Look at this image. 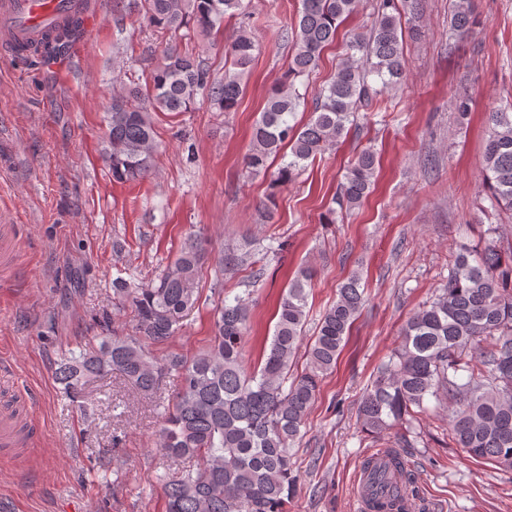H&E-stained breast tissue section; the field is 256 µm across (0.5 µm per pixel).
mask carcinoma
<instances>
[{"label":"carcinoma","instance_id":"1","mask_svg":"<svg viewBox=\"0 0 512 512\" xmlns=\"http://www.w3.org/2000/svg\"><path fill=\"white\" fill-rule=\"evenodd\" d=\"M292 28L294 54L284 77L270 88L252 127L245 171L266 175L270 160L281 157L276 181L291 182L306 162L348 134L355 114L369 106L379 89L406 77L403 31L395 0H380L370 26L355 34L335 75L313 98L309 121L295 123L303 100L297 83L318 67L323 48L357 0H300ZM245 0H143L149 25L177 32L193 29L208 36L226 19L244 20ZM81 27L74 16L51 31L35 52L59 54ZM451 35L464 37L475 27L471 0H452ZM253 33L241 25L224 44V77H211L202 56L168 46L151 73V88H124L112 96L106 113L104 156L112 179L128 182L147 176L157 150L155 115L187 112L205 99L218 112H232L244 93L243 77L256 58ZM490 134L483 157V180L491 206L512 212V107L488 113ZM376 154L363 148L342 175L324 221L336 223V210L351 211L369 196L376 178ZM504 258L495 241L464 248L455 257L448 281L432 301L418 308L401 332L398 348L361 396L357 414L365 430L380 439L394 434L401 443L413 419L448 402V443L476 459L512 471V248ZM207 244L188 238L157 280H112V310L132 314L131 332L96 336L79 351L63 355L55 375L72 399L84 398L94 380L115 375L150 398L166 376L178 388L161 416L157 452L194 462L159 476L165 512H288L296 491L292 448L302 436L321 377L331 372L345 336L364 303L361 278L351 274L323 313L307 351L304 372L289 374L307 318L312 272L300 268L288 282L262 366L249 373L242 348L249 329L245 299L224 295L221 282L213 336L206 349L160 358L150 347L167 343L199 305ZM368 484L383 491L395 481L403 488L410 474L400 461L377 466L364 459Z\"/></svg>","mask_w":512,"mask_h":512}]
</instances>
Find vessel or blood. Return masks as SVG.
I'll list each match as a JSON object with an SVG mask.
<instances>
[{"mask_svg":"<svg viewBox=\"0 0 512 512\" xmlns=\"http://www.w3.org/2000/svg\"><path fill=\"white\" fill-rule=\"evenodd\" d=\"M94 0H0V51L14 54L17 47L34 45L65 18L80 14L91 20ZM18 251L16 227L0 225V273L12 268ZM23 429L11 400L0 401V447L14 452L33 444Z\"/></svg>","mask_w":512,"mask_h":512,"instance_id":"vessel-or-blood-1","label":"vessel or blood"}]
</instances>
